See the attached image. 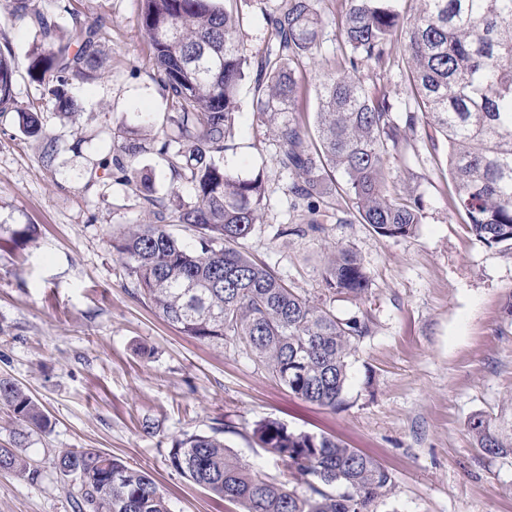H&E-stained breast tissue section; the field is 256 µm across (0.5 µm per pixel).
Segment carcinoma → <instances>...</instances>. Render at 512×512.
<instances>
[{
  "label": "carcinoma",
  "instance_id": "1",
  "mask_svg": "<svg viewBox=\"0 0 512 512\" xmlns=\"http://www.w3.org/2000/svg\"><path fill=\"white\" fill-rule=\"evenodd\" d=\"M31 2L9 0V14L30 17L49 43V50L35 52L33 76L63 114L73 115L79 104L65 87L100 68L96 47L105 23L96 20L60 37L56 20ZM141 2V26L170 111L159 137L153 124L119 123L113 132L119 155L98 163L93 180L103 187L112 178L133 183L128 160L146 141L160 143L158 153L191 186L194 201L184 202L174 189L157 197L151 186L143 201L191 227L196 243H182L164 224H131L112 239V250L144 299L182 334L211 344L237 337L293 395L336 409L366 323L337 317L238 248L259 223L266 199L262 175L242 177L221 163L242 109L246 60L237 43L239 16L221 0ZM395 2L342 3L344 51L336 72L318 88L316 143L291 112L297 67L320 48L321 0H282L264 17L270 45L258 64L252 108L279 142L278 165L294 176V201L306 203L304 231L325 232L332 210L341 213L340 224L357 220L392 239L413 235L424 218L421 199L389 195L384 155L400 152L423 120L448 142L454 208L465 212L477 238L512 256V0H421L412 21ZM400 36L411 89L402 118L395 116L389 92L366 89L363 73L365 66L391 70ZM13 75L11 56L0 52V115L18 113L23 133L44 143L42 160L49 166L56 139L43 130L35 105L18 110ZM336 171L344 181L332 194L327 181ZM322 281L332 295L360 299L370 276L354 251L337 245L325 257ZM0 405L19 423L9 445L0 446V471L33 476L37 470L22 448L31 431L46 430L50 419L6 376H0ZM469 428L484 454L512 455V425L497 427L476 416ZM254 436L289 469L309 477L306 493L270 481L216 434L177 441L170 464L241 512H372L394 489L384 465L324 435L268 420L257 424ZM56 467L81 482L78 512H170L153 478L95 448L68 450Z\"/></svg>",
  "mask_w": 512,
  "mask_h": 512
}]
</instances>
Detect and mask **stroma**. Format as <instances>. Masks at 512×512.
Returning a JSON list of instances; mask_svg holds the SVG:
<instances>
[{"mask_svg":"<svg viewBox=\"0 0 512 512\" xmlns=\"http://www.w3.org/2000/svg\"><path fill=\"white\" fill-rule=\"evenodd\" d=\"M339 2L323 0L322 44L296 72V115L309 131L316 89L341 56ZM237 5L247 77L222 162L244 177L263 174L267 198L241 249L340 318L368 325L351 358L344 404L333 410L297 398L238 340L215 345L184 336L150 307L113 253L112 237L126 225L161 221L131 186L117 181L104 192L88 182L90 170L117 153L116 123L169 110L140 0H42L67 30L107 21L98 43L102 78L69 86L81 104L74 121L28 74L30 53L43 44L39 30L11 17L0 0V46L14 59L16 100L23 108L41 99V120L57 145L45 167L16 113L0 116V375L51 420L29 438L37 474L0 471V512H73L79 482L55 465L72 448H95L150 473L171 512H239L169 462L176 441L216 431L241 460L305 492V477L255 442L263 420L336 438L386 466L395 487L375 512H512V455L483 454L468 429L476 414L512 421V316L505 312L512 258L476 238L452 208L453 183L439 165L448 144L424 123L401 154L385 157L390 193L408 186L422 199L414 235L389 239L332 217L324 233L295 234L303 213L292 205V177L280 170L279 144L251 108L252 77L269 40L263 16L278 0ZM131 166L156 195L175 181L156 144ZM331 243L351 248L367 268L362 299L325 290L321 269Z\"/></svg>","mask_w":512,"mask_h":512,"instance_id":"obj_1","label":"stroma"}]
</instances>
